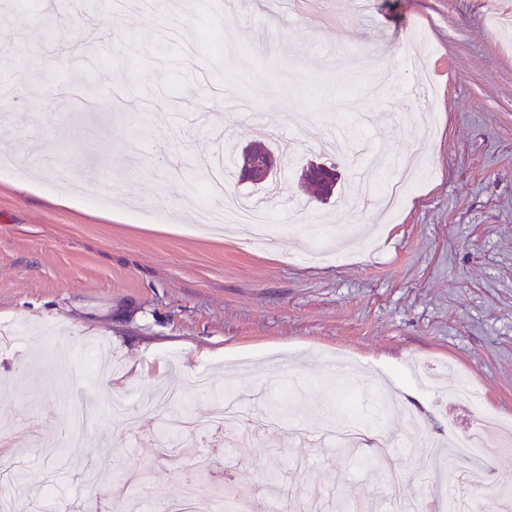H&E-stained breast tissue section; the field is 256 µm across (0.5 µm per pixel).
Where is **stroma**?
Instances as JSON below:
<instances>
[{
	"label": "stroma",
	"instance_id": "35a3bbf8",
	"mask_svg": "<svg viewBox=\"0 0 512 512\" xmlns=\"http://www.w3.org/2000/svg\"><path fill=\"white\" fill-rule=\"evenodd\" d=\"M46 0H0V324L38 344H0V430L35 442L0 455V487L40 489L60 458L74 508L128 497L149 477L152 512L203 473L212 497L285 505L320 485L344 512H389L388 489L447 505L446 468L428 448L487 414L512 420V0H312L349 12L344 28L238 0H159L141 13L72 0L63 39L44 42ZM96 36L103 56L84 52ZM105 102L54 105L73 70ZM246 100L224 109V90ZM263 140L282 154L279 196L225 179L265 208L270 242L195 232L223 197L227 147ZM420 166L392 215L369 201ZM335 164L330 201L300 179ZM78 189L68 204L54 172ZM354 362L348 380L339 359ZM173 389L207 414L233 391L249 420L220 439L141 453L164 424L139 402ZM307 427L331 420L378 435L387 453L270 438L262 414ZM484 433L481 480L457 475L458 501L512 512V447ZM280 477L268 489L269 473Z\"/></svg>",
	"mask_w": 512,
	"mask_h": 512
}]
</instances>
